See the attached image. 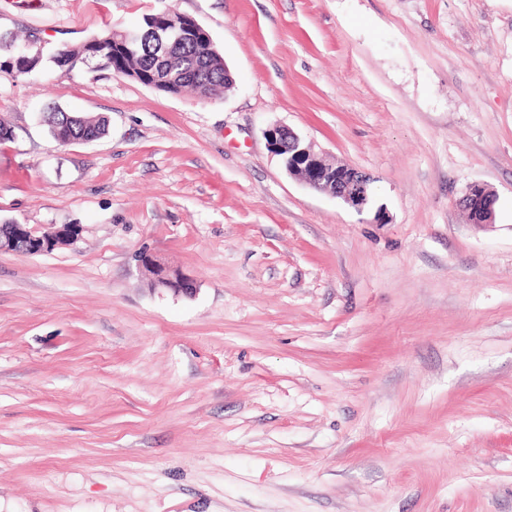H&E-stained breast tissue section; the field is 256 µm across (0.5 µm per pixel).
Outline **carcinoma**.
Returning <instances> with one entry per match:
<instances>
[{"label": "carcinoma", "mask_w": 512, "mask_h": 512, "mask_svg": "<svg viewBox=\"0 0 512 512\" xmlns=\"http://www.w3.org/2000/svg\"><path fill=\"white\" fill-rule=\"evenodd\" d=\"M185 15L159 10L144 17L142 26L135 34H123L115 30H106L94 35L81 45L68 49H55L50 54L51 61L61 66V57L66 56L76 62L95 59L104 68L117 74L138 79L140 71L159 68L165 71L170 83L166 92L181 94L190 90L204 98H213L224 94L230 80L224 79V58L213 45L211 39L200 37L179 42L170 39L172 48L168 60L162 64L155 58V48L150 39V28H166L173 20L184 22ZM34 35L19 43L16 54L0 62V72L24 76L36 68L35 54L25 52L26 44ZM53 138L60 142H92L102 138L108 132V121L103 117H89L65 112L57 107L50 108L43 116Z\"/></svg>", "instance_id": "1"}]
</instances>
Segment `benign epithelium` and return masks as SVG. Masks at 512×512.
I'll return each instance as SVG.
<instances>
[{
  "mask_svg": "<svg viewBox=\"0 0 512 512\" xmlns=\"http://www.w3.org/2000/svg\"><path fill=\"white\" fill-rule=\"evenodd\" d=\"M264 136L269 147L283 158L288 173L301 178L309 188L327 192L358 210L368 204L370 179L362 172L348 166L336 171L335 188L327 190L323 187L321 179L325 173L327 159L321 152L315 150L313 143L281 124L268 127ZM496 200L495 191L490 185L485 182H473L468 185L462 197L459 198L458 205L471 215V223L486 225L492 223ZM71 227L75 229V232L69 235L67 241L63 242L65 246L72 244L78 238L79 226L65 224L47 236L38 233L26 224H17L14 233L0 234V249L16 250V238L23 237L28 241L25 255L44 254L60 247L58 243L50 244L49 240L68 232ZM139 264L152 275V286L155 290H165L175 295H190L195 291L189 278L170 268L153 254L140 253Z\"/></svg>",
  "mask_w": 512,
  "mask_h": 512,
  "instance_id": "obj_1",
  "label": "benign epithelium"
}]
</instances>
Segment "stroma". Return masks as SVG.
<instances>
[{
    "label": "stroma",
    "instance_id": "35a3bbf8",
    "mask_svg": "<svg viewBox=\"0 0 512 512\" xmlns=\"http://www.w3.org/2000/svg\"><path fill=\"white\" fill-rule=\"evenodd\" d=\"M164 9L223 96L0 73V224L81 228L0 250V512H512V0H0V29L52 50ZM48 104L109 132L60 144ZM276 123L370 204L289 176ZM497 197L495 191L485 182H473L457 201L458 205L471 215V223L491 224ZM15 225L14 231L16 234H7V235H1V229H0V249L5 248L9 249L11 251H14L16 253H19L24 256H32V255H38V254H44L47 252H50L54 250L55 248H58L60 246H66L72 244L79 236L80 229L78 225L75 224H65L58 230H56L53 234L45 235V234H39L34 228L29 227L26 224H13ZM69 227H72L75 229V232H71L72 234L69 235V237L66 239L67 241L62 243H56L55 245L51 246V244L48 241V238L54 239L59 234H64L66 232H70ZM23 237L27 239L28 248L27 252H21L16 249V238ZM138 258L141 267H144L152 275L153 288L151 289L165 290L174 295H191L196 290L189 278L170 268L157 256L142 252Z\"/></svg>",
    "mask_w": 512,
    "mask_h": 512
}]
</instances>
